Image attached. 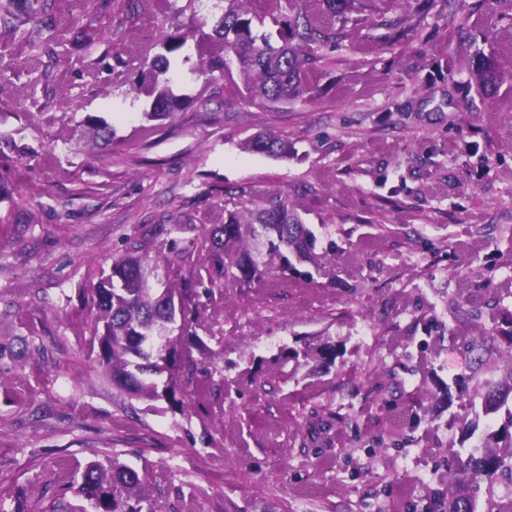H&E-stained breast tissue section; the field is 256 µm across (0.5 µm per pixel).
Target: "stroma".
Wrapping results in <instances>:
<instances>
[{
	"label": "stroma",
	"instance_id": "stroma-1",
	"mask_svg": "<svg viewBox=\"0 0 512 512\" xmlns=\"http://www.w3.org/2000/svg\"><path fill=\"white\" fill-rule=\"evenodd\" d=\"M18 48L25 20L0 28V507L41 512L47 486L119 454L153 471L159 512H434L468 374L458 336L512 312V0H357L328 20L308 91L250 101L241 75L195 73L174 56L173 116L147 120L138 78L163 27L213 17L210 0H83ZM94 42L81 38L85 27ZM493 57L484 95L472 74ZM102 119L111 141L80 126ZM295 157L245 150L255 133ZM285 192L336 245V278L229 285L199 317L218 347L220 391L189 411L113 388L84 348L91 290L127 236L148 224H219L240 198ZM332 336L335 364L307 376L273 363L303 336ZM30 352H23V343ZM389 394L377 395L378 384ZM474 70L480 88L489 95L499 82V73L494 60L489 56H480L474 61Z\"/></svg>",
	"mask_w": 512,
	"mask_h": 512
}]
</instances>
